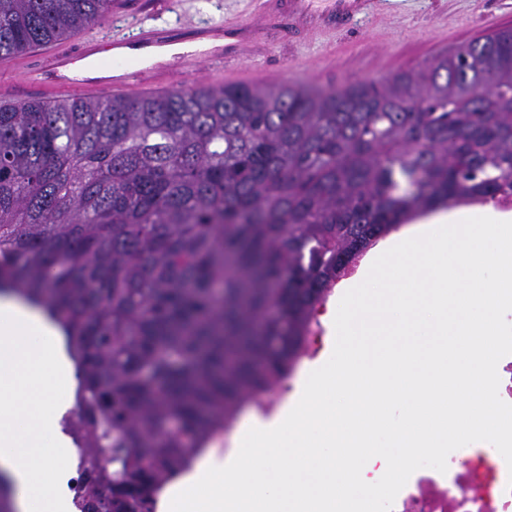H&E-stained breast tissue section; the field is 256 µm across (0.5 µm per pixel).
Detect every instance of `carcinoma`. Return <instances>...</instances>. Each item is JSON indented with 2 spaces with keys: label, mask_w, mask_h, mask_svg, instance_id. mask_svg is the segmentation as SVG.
<instances>
[{
  "label": "carcinoma",
  "mask_w": 512,
  "mask_h": 512,
  "mask_svg": "<svg viewBox=\"0 0 512 512\" xmlns=\"http://www.w3.org/2000/svg\"><path fill=\"white\" fill-rule=\"evenodd\" d=\"M112 0H0V56ZM512 30L382 81L0 104V293L60 326L76 512L155 494L290 370L373 241L512 191Z\"/></svg>",
  "instance_id": "1"
}]
</instances>
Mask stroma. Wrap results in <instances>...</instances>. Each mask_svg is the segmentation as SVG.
<instances>
[{
	"label": "stroma",
	"mask_w": 512,
	"mask_h": 512,
	"mask_svg": "<svg viewBox=\"0 0 512 512\" xmlns=\"http://www.w3.org/2000/svg\"><path fill=\"white\" fill-rule=\"evenodd\" d=\"M255 0H171L166 11L126 15L111 13L100 26L103 38L126 35L142 25L178 28L240 18L261 23ZM512 28V0H380L377 14L358 18L336 35H316L291 45L275 42L271 51L246 50L240 62L251 84L344 87L380 81L432 61L455 46Z\"/></svg>",
	"instance_id": "35a3bbf8"
}]
</instances>
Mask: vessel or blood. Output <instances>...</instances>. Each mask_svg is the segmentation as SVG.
I'll list each match as a JSON object with an SVG mask.
<instances>
[{"label": "vessel or blood", "mask_w": 512, "mask_h": 512, "mask_svg": "<svg viewBox=\"0 0 512 512\" xmlns=\"http://www.w3.org/2000/svg\"><path fill=\"white\" fill-rule=\"evenodd\" d=\"M378 0H258L256 8L273 25L287 26L288 35L302 39L316 32H333L371 13ZM268 28L230 20L180 29L139 27L128 38L112 39V64L100 60L102 41L79 38L76 46L42 47L24 69L16 90L21 94L85 96L110 91L137 96L154 89L171 90V72L208 62L219 75L229 74L246 47L266 48Z\"/></svg>", "instance_id": "obj_1"}]
</instances>
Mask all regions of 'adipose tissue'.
I'll return each mask as SVG.
<instances>
[{
    "mask_svg": "<svg viewBox=\"0 0 512 512\" xmlns=\"http://www.w3.org/2000/svg\"><path fill=\"white\" fill-rule=\"evenodd\" d=\"M69 360L45 311L0 294V477L13 512H70L57 421L71 400Z\"/></svg>",
    "mask_w": 512,
    "mask_h": 512,
    "instance_id": "ef3b65f1",
    "label": "adipose tissue"
}]
</instances>
